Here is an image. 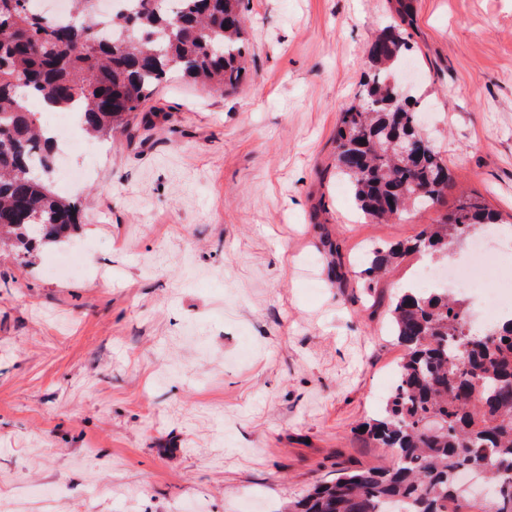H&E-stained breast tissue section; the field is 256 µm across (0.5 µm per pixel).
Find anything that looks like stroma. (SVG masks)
I'll return each mask as SVG.
<instances>
[{
  "label": "stroma",
  "mask_w": 512,
  "mask_h": 512,
  "mask_svg": "<svg viewBox=\"0 0 512 512\" xmlns=\"http://www.w3.org/2000/svg\"><path fill=\"white\" fill-rule=\"evenodd\" d=\"M250 0L248 74L177 79L109 140L82 223L0 249V504L9 512H277L340 466L392 459L358 431L395 385L389 303L442 255L375 281L369 247L416 237L461 198L512 216V0ZM400 28V87L454 172L440 200L365 219L336 177L340 112ZM81 248L97 280L53 279ZM201 324L199 338L183 336Z\"/></svg>",
  "instance_id": "obj_1"
}]
</instances>
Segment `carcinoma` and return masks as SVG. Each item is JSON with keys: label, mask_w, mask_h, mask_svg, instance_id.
Here are the masks:
<instances>
[{"label": "carcinoma", "mask_w": 512, "mask_h": 512, "mask_svg": "<svg viewBox=\"0 0 512 512\" xmlns=\"http://www.w3.org/2000/svg\"><path fill=\"white\" fill-rule=\"evenodd\" d=\"M36 0H0V244L26 254L40 240L62 242L78 206L53 185L56 139L30 103L79 107L86 133L110 137L176 75L222 94L243 79L245 0H137L101 15L95 0H72L74 20L45 16ZM409 51L389 29L367 47L374 73L358 102L340 114L336 174L359 210L392 219L433 203L452 179L423 132L419 112L389 76ZM414 140L400 155L394 141ZM477 198L463 199L413 241L375 246L372 279L408 252L445 254L471 232L499 223ZM390 327L406 353L383 411L364 433L394 458L389 468H341L280 512H458V472L480 470L496 486L495 512H512V318L491 334L472 332L464 301L446 288H410L392 301Z\"/></svg>", "instance_id": "obj_1"}]
</instances>
